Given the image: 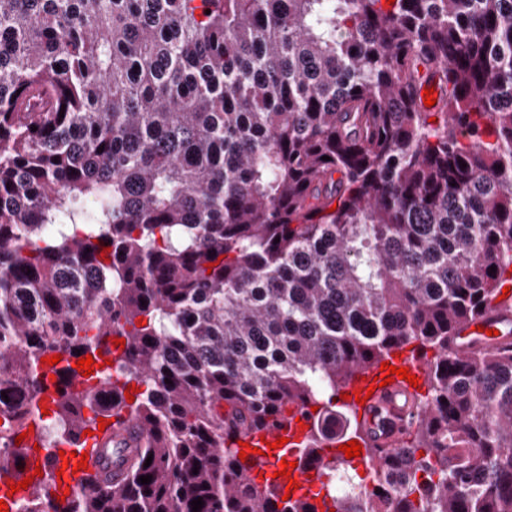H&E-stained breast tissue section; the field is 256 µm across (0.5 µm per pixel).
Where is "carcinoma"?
Masks as SVG:
<instances>
[{
    "mask_svg": "<svg viewBox=\"0 0 512 512\" xmlns=\"http://www.w3.org/2000/svg\"><path fill=\"white\" fill-rule=\"evenodd\" d=\"M508 282L512 0H0V478L41 358L125 341L41 425L87 479L12 512H313L236 440L315 406L320 448L319 395L409 345L422 417L326 509L512 512V347L448 352Z\"/></svg>",
    "mask_w": 512,
    "mask_h": 512,
    "instance_id": "carcinoma-1",
    "label": "carcinoma"
}]
</instances>
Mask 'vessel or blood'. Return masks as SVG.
Returning a JSON list of instances; mask_svg holds the SVG:
<instances>
[{"instance_id":"vessel-or-blood-1","label":"vessel or blood","mask_w":512,"mask_h":512,"mask_svg":"<svg viewBox=\"0 0 512 512\" xmlns=\"http://www.w3.org/2000/svg\"><path fill=\"white\" fill-rule=\"evenodd\" d=\"M487 345L512 346V294L492 300L476 317L461 324L448 338L449 350L457 354ZM374 377L371 371L364 375L357 373L348 382L345 391L350 398L345 405L355 415L356 429L342 435L340 441L325 443L318 458L309 461L299 458L295 448L305 439L306 433L293 419L283 426L266 428L261 434L248 436L247 441L253 447L260 446L264 441L275 442L280 437L286 439L288 445L287 451L282 454L272 449L263 455H252L250 476L274 473L276 461L283 459L293 462V479H296L301 490H308L316 481L322 480L324 462L339 456L340 443L353 440L359 441L362 447V459L377 462L381 455L396 445L409 424L417 422L419 412L408 396L409 383L404 379L371 390L372 395L365 403L353 400L352 395L356 391L369 390L368 382Z\"/></svg>"}]
</instances>
